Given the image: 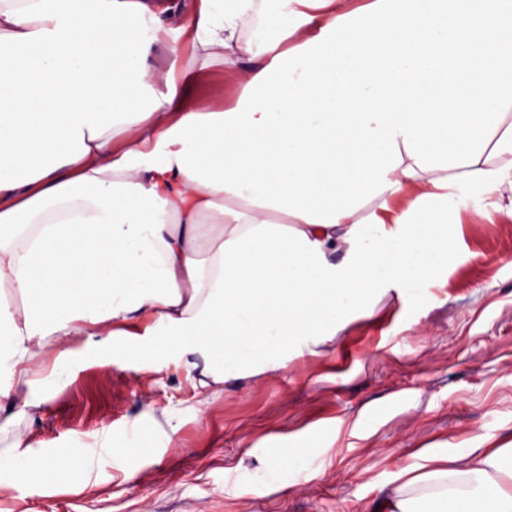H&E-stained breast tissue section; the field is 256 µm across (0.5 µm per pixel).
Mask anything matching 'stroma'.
Returning a JSON list of instances; mask_svg holds the SVG:
<instances>
[{"instance_id": "35a3bbf8", "label": "stroma", "mask_w": 512, "mask_h": 512, "mask_svg": "<svg viewBox=\"0 0 512 512\" xmlns=\"http://www.w3.org/2000/svg\"><path fill=\"white\" fill-rule=\"evenodd\" d=\"M449 241L433 285L378 289L371 314L315 353L208 400L175 351L154 347L159 367L124 336L65 337L17 386L16 401L41 407L0 427V457L81 441L90 460L58 485L32 471L0 512H374L421 455L512 442V224L468 219ZM138 425L153 446L132 454ZM304 442L313 464L265 477ZM88 480L94 493L79 489Z\"/></svg>"}]
</instances>
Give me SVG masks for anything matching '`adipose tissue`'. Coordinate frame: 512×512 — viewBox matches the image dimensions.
Wrapping results in <instances>:
<instances>
[{"label":"adipose tissue","mask_w":512,"mask_h":512,"mask_svg":"<svg viewBox=\"0 0 512 512\" xmlns=\"http://www.w3.org/2000/svg\"><path fill=\"white\" fill-rule=\"evenodd\" d=\"M466 216L512 222V0H0V413L93 327L150 320L206 391L283 367L431 283ZM85 458L12 455L0 492ZM376 509L512 512V445ZM238 93L235 79L224 74L223 65H215L209 71L206 82L197 87L195 94L200 101L215 108L230 105Z\"/></svg>","instance_id":"obj_1"}]
</instances>
